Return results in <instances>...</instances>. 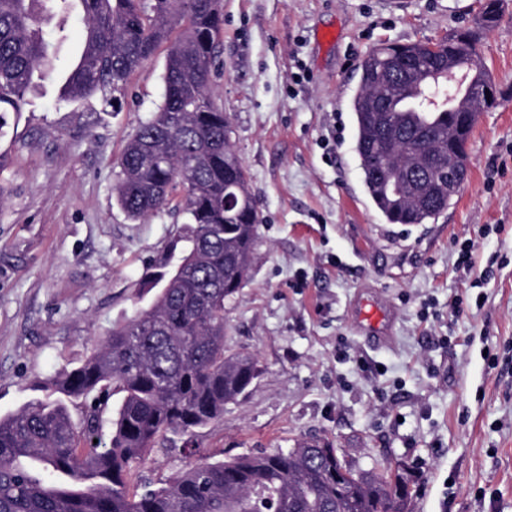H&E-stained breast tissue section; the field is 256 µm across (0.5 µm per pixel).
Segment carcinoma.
Instances as JSON below:
<instances>
[{"label":"carcinoma","instance_id":"cac0c4a2","mask_svg":"<svg viewBox=\"0 0 512 512\" xmlns=\"http://www.w3.org/2000/svg\"><path fill=\"white\" fill-rule=\"evenodd\" d=\"M60 22L45 32L44 0H0V112H21L38 81L53 73L52 43L67 39L74 10L86 35L65 72L71 103L118 111L132 72L168 44L164 91L120 156L117 199L133 220L150 217L182 191L187 230L150 276L154 300L49 385L89 401L81 423L62 403L34 402L0 417V512H409L401 467L377 474L318 441L283 451L199 460L167 487L127 491L132 465L169 433L191 434L224 414L258 373L256 360L224 354V302L242 287L259 242L261 217L232 125L211 100L222 28L215 0H55ZM471 31L422 42L382 43L360 64L351 108L364 184L390 224H426L444 213L448 161H464V113L497 96L448 85L491 80L469 59ZM449 99L457 111L434 109ZM122 399L103 441L100 394Z\"/></svg>","mask_w":512,"mask_h":512}]
</instances>
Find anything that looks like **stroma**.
<instances>
[{
    "instance_id": "35a3bbf8",
    "label": "stroma",
    "mask_w": 512,
    "mask_h": 512,
    "mask_svg": "<svg viewBox=\"0 0 512 512\" xmlns=\"http://www.w3.org/2000/svg\"><path fill=\"white\" fill-rule=\"evenodd\" d=\"M482 2L223 0L213 97L261 217L248 277L224 304V350L259 373L192 440L151 448L137 476L160 487L194 456L319 440L365 469L402 463L413 512H512V0L487 30L474 25ZM467 28L499 89L473 128L468 180L435 221L388 223L354 151L355 62L385 41ZM166 57L158 47L132 73L120 111L62 102L49 79L0 116V416L46 399L88 339L153 299L146 277L184 217L171 206L130 220L115 185ZM363 298L391 309L385 344L359 330Z\"/></svg>"
}]
</instances>
